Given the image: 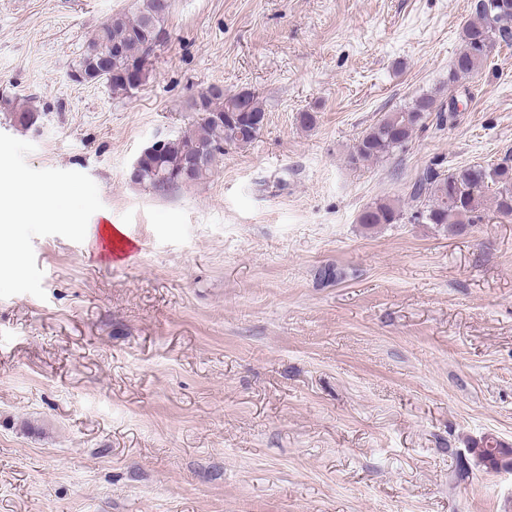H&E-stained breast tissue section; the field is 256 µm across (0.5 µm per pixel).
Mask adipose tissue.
Listing matches in <instances>:
<instances>
[{"instance_id":"adipose-tissue-1","label":"adipose tissue","mask_w":512,"mask_h":512,"mask_svg":"<svg viewBox=\"0 0 512 512\" xmlns=\"http://www.w3.org/2000/svg\"><path fill=\"white\" fill-rule=\"evenodd\" d=\"M0 180L12 187L11 193L0 195V216L15 224L33 218L47 224L64 220L61 203L69 195L66 187L44 182L28 188L20 177L9 173L1 174Z\"/></svg>"}]
</instances>
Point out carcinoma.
<instances>
[{
  "label": "carcinoma",
  "mask_w": 512,
  "mask_h": 512,
  "mask_svg": "<svg viewBox=\"0 0 512 512\" xmlns=\"http://www.w3.org/2000/svg\"><path fill=\"white\" fill-rule=\"evenodd\" d=\"M137 10L129 15L117 13L88 37L112 45L111 68L99 76L112 93L133 96L149 78L140 72L139 84H132L127 71L150 57L164 40L169 7L163 0H137ZM472 18L462 30V47L448 71V84L455 85L476 72L497 43L512 42L499 20L512 19V0H473ZM197 119L182 136L164 140L162 147L145 160L142 174L134 183L164 195L182 185L208 179L224 159V147L252 144L266 126L267 108L251 91L228 95L209 89L190 103ZM437 110L434 94H422L395 112H389L359 138L348 162L365 165L379 162L404 148L413 134ZM410 209L390 200L367 205L358 216L365 229L407 220L434 224L450 235L467 232L485 221L487 205L496 214L512 218V157L498 163L466 164L446 172L428 167L414 181L409 194Z\"/></svg>",
  "instance_id": "1"
}]
</instances>
